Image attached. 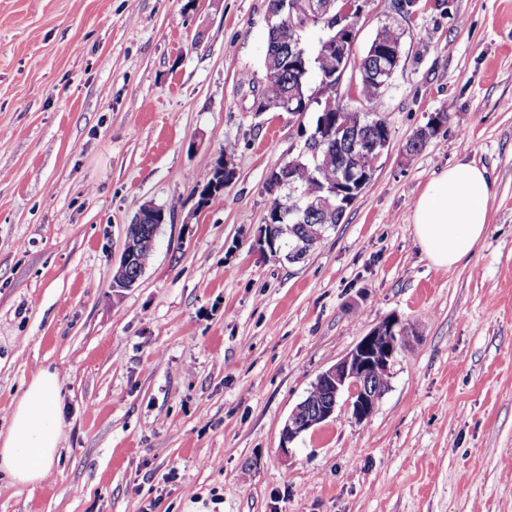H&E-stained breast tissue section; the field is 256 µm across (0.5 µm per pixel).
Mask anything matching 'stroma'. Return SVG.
Instances as JSON below:
<instances>
[{"label": "stroma", "mask_w": 512, "mask_h": 512, "mask_svg": "<svg viewBox=\"0 0 512 512\" xmlns=\"http://www.w3.org/2000/svg\"><path fill=\"white\" fill-rule=\"evenodd\" d=\"M268 0H0V433L61 381L49 478L0 512H512V0H424L378 110L368 187L301 262L271 253L272 171L315 113L257 112ZM392 0H364V54ZM424 148L406 150L436 113ZM234 177L198 206L225 146ZM491 180L450 270L414 235L425 186ZM174 204L134 287L124 230ZM388 316L408 329L365 421L281 451L294 406Z\"/></svg>", "instance_id": "obj_1"}]
</instances>
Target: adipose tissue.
Segmentation results:
<instances>
[{"label": "adipose tissue", "instance_id": "ef3b65f1", "mask_svg": "<svg viewBox=\"0 0 512 512\" xmlns=\"http://www.w3.org/2000/svg\"><path fill=\"white\" fill-rule=\"evenodd\" d=\"M490 180L485 168L460 163L440 172L418 196L412 224L426 258L437 268L456 265L479 246L489 222ZM61 383L40 373L17 403L0 439V468L19 484L45 481L58 451Z\"/></svg>", "mask_w": 512, "mask_h": 512}]
</instances>
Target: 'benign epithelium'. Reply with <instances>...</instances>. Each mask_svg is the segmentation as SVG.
I'll use <instances>...</instances> for the list:
<instances>
[{"label": "benign epithelium", "instance_id": "benign-epithelium-1", "mask_svg": "<svg viewBox=\"0 0 512 512\" xmlns=\"http://www.w3.org/2000/svg\"><path fill=\"white\" fill-rule=\"evenodd\" d=\"M420 0H409L402 10H392L391 26L402 29V23L416 14L412 6ZM304 13L309 17H317L326 22L329 38L326 46L336 48V58L328 60L324 83L320 86L323 95L328 94L332 87L339 86L342 77L349 67V56L354 48V22L360 12L358 0H287L279 8L277 14L293 15ZM373 51L379 57L380 66L369 72L359 73V80L373 83L379 93L389 87L392 76L401 57V42H393L377 38ZM336 134L321 136L319 134L308 138L301 154L313 159L331 142H341L354 138L353 132L346 131V124L336 123ZM359 153L349 169L342 172L330 186L327 194L313 202L316 210L330 211L334 208V200L341 195V189L346 185L356 184L355 192L360 194L372 180L378 164L388 145V141L370 138L359 142ZM294 186L291 168L282 167L276 174L270 186L271 194L283 193ZM152 214L159 222L165 221V209L153 203L143 206L142 212L128 224L125 231L124 248L119 268L124 272L134 265L136 255V234L138 224L143 222L144 214ZM327 228L311 233L305 238L298 239L288 252V260L296 262L304 259L323 240ZM406 328L394 317H387L374 326L365 336L361 337L355 347L336 364L317 376L322 384L328 386L334 395V405L329 408H313L302 404L294 408L286 420L281 433V450L289 451L288 444L302 434L318 427L332 417L335 405L341 397H346V404L356 421L367 419L375 411L380 396L376 389V381L390 374L399 350L404 345Z\"/></svg>", "mask_w": 512, "mask_h": 512}]
</instances>
